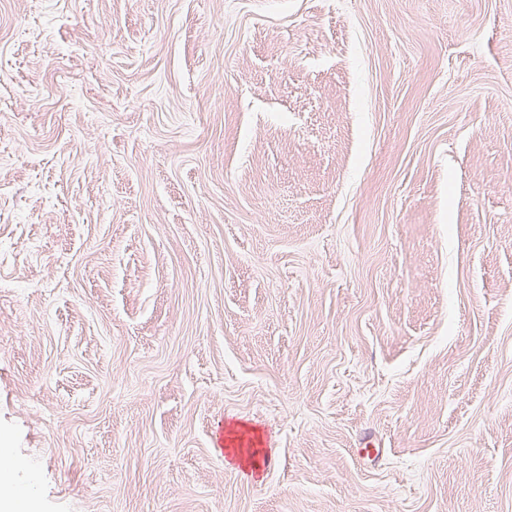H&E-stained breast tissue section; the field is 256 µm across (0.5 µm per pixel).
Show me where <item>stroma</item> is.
<instances>
[{"mask_svg":"<svg viewBox=\"0 0 512 512\" xmlns=\"http://www.w3.org/2000/svg\"><path fill=\"white\" fill-rule=\"evenodd\" d=\"M0 448L33 512H512V0H0Z\"/></svg>","mask_w":512,"mask_h":512,"instance_id":"1","label":"stroma"}]
</instances>
